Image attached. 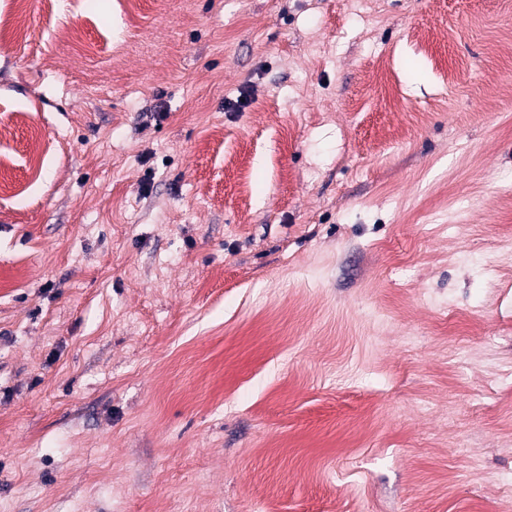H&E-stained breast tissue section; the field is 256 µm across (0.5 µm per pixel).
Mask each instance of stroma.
Masks as SVG:
<instances>
[{
  "instance_id": "stroma-1",
  "label": "stroma",
  "mask_w": 512,
  "mask_h": 512,
  "mask_svg": "<svg viewBox=\"0 0 512 512\" xmlns=\"http://www.w3.org/2000/svg\"><path fill=\"white\" fill-rule=\"evenodd\" d=\"M510 236L512 0H0V512H496Z\"/></svg>"
}]
</instances>
